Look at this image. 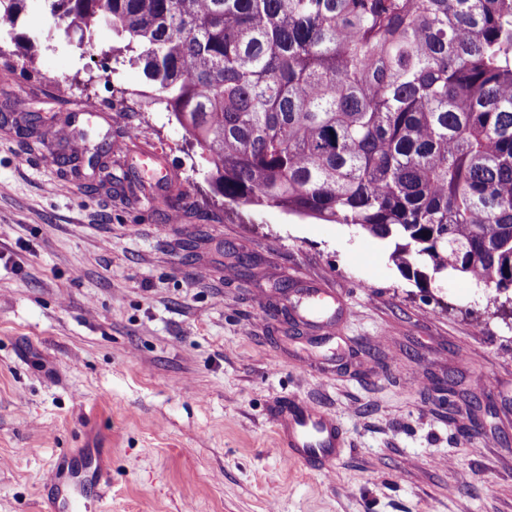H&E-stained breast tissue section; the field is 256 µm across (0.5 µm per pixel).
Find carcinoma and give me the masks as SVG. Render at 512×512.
Masks as SVG:
<instances>
[{
  "label": "carcinoma",
  "mask_w": 512,
  "mask_h": 512,
  "mask_svg": "<svg viewBox=\"0 0 512 512\" xmlns=\"http://www.w3.org/2000/svg\"><path fill=\"white\" fill-rule=\"evenodd\" d=\"M26 0H0V31ZM143 69L224 201L512 302V0H38Z\"/></svg>",
  "instance_id": "cac0c4a2"
}]
</instances>
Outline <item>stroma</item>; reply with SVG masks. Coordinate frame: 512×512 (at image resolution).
Segmentation results:
<instances>
[{"mask_svg":"<svg viewBox=\"0 0 512 512\" xmlns=\"http://www.w3.org/2000/svg\"><path fill=\"white\" fill-rule=\"evenodd\" d=\"M49 26L30 4L0 82V113L46 119L0 125V512H53L52 463L88 450L109 479L81 512H512V322L491 291L420 287L344 224L225 205L111 30L89 49ZM118 140L111 189L60 162ZM230 251L248 267L228 276ZM307 288L339 297L336 335L280 315ZM290 402L335 421L328 469L284 465Z\"/></svg>","mask_w":512,"mask_h":512,"instance_id":"stroma-1","label":"stroma"}]
</instances>
